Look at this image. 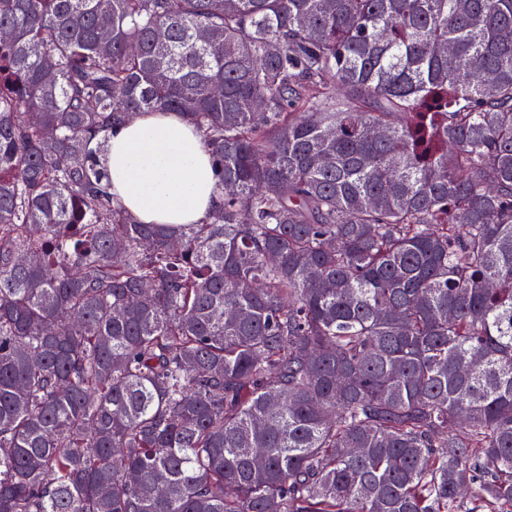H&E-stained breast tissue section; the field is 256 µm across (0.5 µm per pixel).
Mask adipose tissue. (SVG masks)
<instances>
[{
  "label": "adipose tissue",
  "instance_id": "ef3b65f1",
  "mask_svg": "<svg viewBox=\"0 0 512 512\" xmlns=\"http://www.w3.org/2000/svg\"><path fill=\"white\" fill-rule=\"evenodd\" d=\"M105 163L111 192L143 224H197L219 198L210 152L176 112H143L114 128Z\"/></svg>",
  "mask_w": 512,
  "mask_h": 512
}]
</instances>
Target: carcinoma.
<instances>
[{"label":"carcinoma","mask_w":512,"mask_h":512,"mask_svg":"<svg viewBox=\"0 0 512 512\" xmlns=\"http://www.w3.org/2000/svg\"><path fill=\"white\" fill-rule=\"evenodd\" d=\"M1 30L0 512H512V0ZM156 111L217 164L199 224L109 192Z\"/></svg>","instance_id":"cac0c4a2"}]
</instances>
